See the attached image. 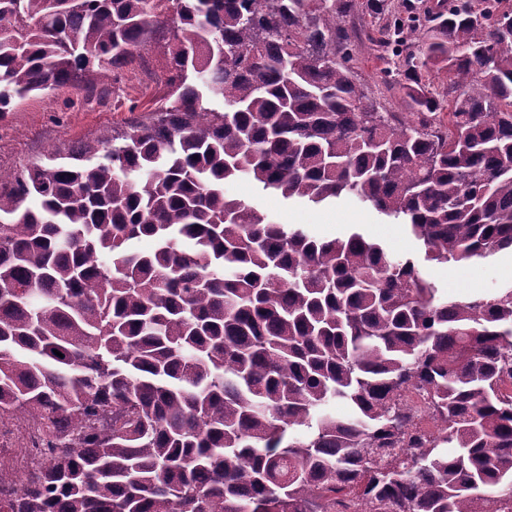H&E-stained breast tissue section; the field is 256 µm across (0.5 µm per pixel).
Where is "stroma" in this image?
Instances as JSON below:
<instances>
[{"label": "stroma", "mask_w": 512, "mask_h": 512, "mask_svg": "<svg viewBox=\"0 0 512 512\" xmlns=\"http://www.w3.org/2000/svg\"><path fill=\"white\" fill-rule=\"evenodd\" d=\"M142 54L143 61L126 67L119 77H102L101 83L108 90L104 98L90 101L82 91L70 87L54 96L31 95L19 100L16 110L0 119V170L22 169L51 146L65 150L109 135L113 128L133 119L135 111L151 106L164 89L165 49L154 42L145 46ZM380 68L376 51L371 44H363L356 64L359 80L368 86L383 110L402 111L398 95L386 89ZM224 193L247 203H261L275 223L301 226L313 237L331 239L357 231L382 245L392 257L420 261L422 249L405 225L386 220L355 199L343 198L332 205L312 207L261 195L254 184L243 178L226 181ZM421 269L442 296L453 299L488 293L512 282V255L503 253L464 267L422 263Z\"/></svg>", "instance_id": "1"}]
</instances>
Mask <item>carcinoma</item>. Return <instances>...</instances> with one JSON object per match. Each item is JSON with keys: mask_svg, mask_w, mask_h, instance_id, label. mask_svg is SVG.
Listing matches in <instances>:
<instances>
[{"mask_svg": "<svg viewBox=\"0 0 512 512\" xmlns=\"http://www.w3.org/2000/svg\"><path fill=\"white\" fill-rule=\"evenodd\" d=\"M451 2L414 20L391 0H0L1 118L31 94L101 97L167 40L144 115L0 172V421L44 458L0 477V512L512 502V284L443 299L358 232L316 239L224 194L245 176L355 197L427 262L512 252V5ZM355 12L410 111L357 80Z\"/></svg>", "mask_w": 512, "mask_h": 512, "instance_id": "obj_1", "label": "carcinoma"}]
</instances>
